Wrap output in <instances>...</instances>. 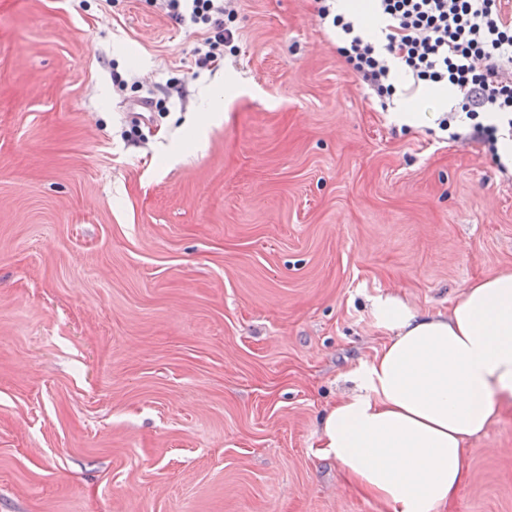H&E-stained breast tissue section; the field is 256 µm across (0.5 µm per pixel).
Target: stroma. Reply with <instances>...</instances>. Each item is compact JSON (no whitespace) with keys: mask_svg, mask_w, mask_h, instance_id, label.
Wrapping results in <instances>:
<instances>
[{"mask_svg":"<svg viewBox=\"0 0 512 512\" xmlns=\"http://www.w3.org/2000/svg\"><path fill=\"white\" fill-rule=\"evenodd\" d=\"M234 7L194 71L149 0H0V512H387L316 454L375 303L512 269L484 144L391 123L313 0ZM469 454L443 512H512L511 400Z\"/></svg>","mask_w":512,"mask_h":512,"instance_id":"1","label":"stroma"}]
</instances>
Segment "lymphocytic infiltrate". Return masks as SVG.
I'll use <instances>...</instances> for the list:
<instances>
[{"label": "lymphocytic infiltrate", "instance_id": "1", "mask_svg": "<svg viewBox=\"0 0 512 512\" xmlns=\"http://www.w3.org/2000/svg\"><path fill=\"white\" fill-rule=\"evenodd\" d=\"M320 22L339 31L337 49L345 64L379 101L395 93L393 63L414 84L446 83L458 91L456 112L473 124L469 140L494 145L497 126L479 123L482 112H498L512 128V0H372L384 35L363 37L337 14L335 0H316ZM232 0H156L161 13L204 34L194 49L197 67L223 57L239 33L230 21ZM456 112L440 118L448 130Z\"/></svg>", "mask_w": 512, "mask_h": 512}]
</instances>
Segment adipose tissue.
<instances>
[{
  "label": "adipose tissue",
  "mask_w": 512,
  "mask_h": 512,
  "mask_svg": "<svg viewBox=\"0 0 512 512\" xmlns=\"http://www.w3.org/2000/svg\"><path fill=\"white\" fill-rule=\"evenodd\" d=\"M375 315L389 337L323 415L320 452L388 512H438L512 398V271L471 281L445 314L389 297Z\"/></svg>",
  "instance_id": "ef3b65f1"
}]
</instances>
